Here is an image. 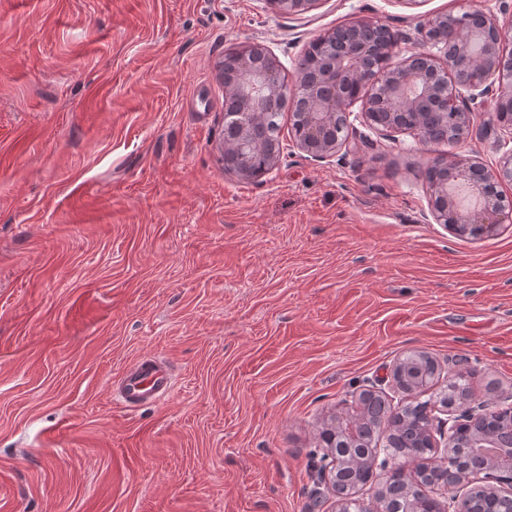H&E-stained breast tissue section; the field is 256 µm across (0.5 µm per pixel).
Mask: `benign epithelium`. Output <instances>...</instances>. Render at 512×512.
I'll use <instances>...</instances> for the list:
<instances>
[{"mask_svg": "<svg viewBox=\"0 0 512 512\" xmlns=\"http://www.w3.org/2000/svg\"><path fill=\"white\" fill-rule=\"evenodd\" d=\"M271 9L290 19L302 20L322 0H266ZM454 25L456 36L444 43L434 38L435 30ZM348 28L353 35L344 38L336 28L319 36L316 68L306 77L310 64L306 57L296 63L298 83L293 90L282 79L281 62L265 47L246 43L224 52V64L218 66L224 80V151L237 156L235 172L250 178L254 161L263 153V170L272 172L280 161V149L260 136L268 115L277 110L287 94L294 96L297 119L302 131L294 136L295 146L316 161H329L338 153L360 148L350 140L351 107L363 100V116L368 125L390 137L411 133L423 143L456 146L467 139L472 113L485 98L493 100L499 112L512 111V56L504 53L506 29L477 6L459 18L446 14L422 19L417 33L425 50L415 51L403 60L391 62L394 46L408 35L372 20H358ZM365 98H360L364 88ZM453 125V136L440 141L435 133ZM443 177L430 181L431 215L455 234L480 238L491 233L512 216V204L506 202L500 187L512 183V154L494 171L480 162L462 158L435 164ZM408 365L396 363L393 379L396 387L411 393L420 386L403 379ZM364 402L357 400L352 410L333 418L330 427L343 431L340 441L349 436L348 427L363 412ZM484 410L466 408L448 419L429 418L419 435L428 447L440 453L445 470L440 481L443 497L450 498L446 512H467L473 496L487 493L502 501L504 512H512V483L492 484L495 467L512 463L511 456L492 455L469 473L454 467L453 433L467 428L473 433L474 448H491L497 441L512 445V425L495 434L484 433ZM376 456L360 458L340 454L334 448L323 453L320 472L333 474L341 466L373 471ZM367 512L364 502L336 494L337 512Z\"/></svg>", "mask_w": 512, "mask_h": 512, "instance_id": "benign-epithelium-1", "label": "benign epithelium"}]
</instances>
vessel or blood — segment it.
<instances>
[{
	"instance_id": "obj_1",
	"label": "vessel or blood",
	"mask_w": 512,
	"mask_h": 512,
	"mask_svg": "<svg viewBox=\"0 0 512 512\" xmlns=\"http://www.w3.org/2000/svg\"><path fill=\"white\" fill-rule=\"evenodd\" d=\"M171 388L169 371L150 357L141 358L129 367L117 384L118 395L128 408L162 401L169 396Z\"/></svg>"
}]
</instances>
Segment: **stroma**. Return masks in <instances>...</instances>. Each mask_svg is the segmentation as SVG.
Listing matches in <instances>:
<instances>
[{
  "label": "stroma",
  "instance_id": "35a3bbf8",
  "mask_svg": "<svg viewBox=\"0 0 512 512\" xmlns=\"http://www.w3.org/2000/svg\"><path fill=\"white\" fill-rule=\"evenodd\" d=\"M462 0H0V512H335L314 458L328 419L425 353L471 406L512 394V222L435 223L446 146L385 138L319 162L279 130L270 174L224 167L227 48L284 66L371 18L411 34ZM473 114L461 155L512 133ZM143 357L160 403L113 398ZM323 0H266L271 9L288 15V18L302 20L306 14L315 10Z\"/></svg>",
  "mask_w": 512,
  "mask_h": 512
}]
</instances>
